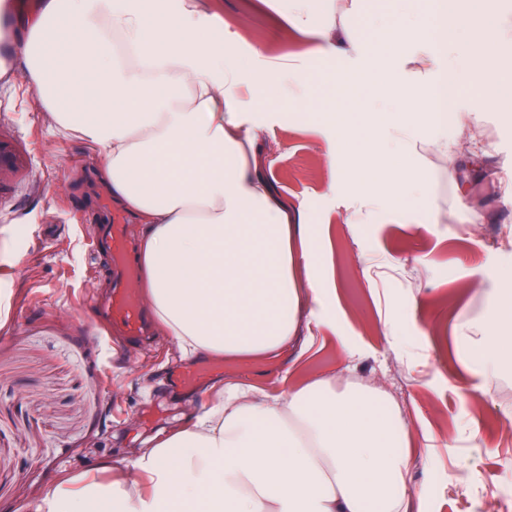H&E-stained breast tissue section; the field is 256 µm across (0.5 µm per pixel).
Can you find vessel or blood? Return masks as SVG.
<instances>
[{
    "label": "vessel or blood",
    "mask_w": 512,
    "mask_h": 512,
    "mask_svg": "<svg viewBox=\"0 0 512 512\" xmlns=\"http://www.w3.org/2000/svg\"><path fill=\"white\" fill-rule=\"evenodd\" d=\"M100 246L110 253L112 262L107 274L110 295L97 307L96 315L100 322L120 327L128 340H139L147 334L150 320L131 287L132 245L124 236L120 217L104 226Z\"/></svg>",
    "instance_id": "vessel-or-blood-1"
}]
</instances>
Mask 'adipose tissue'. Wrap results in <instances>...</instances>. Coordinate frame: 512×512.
Returning a JSON list of instances; mask_svg holds the SVG:
<instances>
[{
	"mask_svg": "<svg viewBox=\"0 0 512 512\" xmlns=\"http://www.w3.org/2000/svg\"><path fill=\"white\" fill-rule=\"evenodd\" d=\"M288 0L278 21L303 49L275 74L248 76L204 0H40L26 25L22 68L55 132L99 154L113 203L138 220L136 286L183 359L257 361L307 350L336 281L310 211L275 191L256 120L280 98L321 108L311 132L332 181L346 189L345 223L414 228L451 212L414 155L433 145L454 179L457 208L481 170L485 133L456 107H431L447 78H483L497 104L512 86L495 71L512 52V16L464 15L456 0ZM335 59L322 103L307 61ZM388 69L390 78L377 74ZM482 375L512 361V267L497 273ZM401 407L380 386L337 388L322 373L272 394L225 383L132 470L100 463L48 488L35 512H423Z\"/></svg>",
	"mask_w": 512,
	"mask_h": 512,
	"instance_id": "ef3b65f1",
	"label": "adipose tissue"
}]
</instances>
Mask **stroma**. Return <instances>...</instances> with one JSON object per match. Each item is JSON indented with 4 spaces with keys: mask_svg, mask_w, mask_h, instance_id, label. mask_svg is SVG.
Wrapping results in <instances>:
<instances>
[{
    "mask_svg": "<svg viewBox=\"0 0 512 512\" xmlns=\"http://www.w3.org/2000/svg\"><path fill=\"white\" fill-rule=\"evenodd\" d=\"M38 0H0V289H11L0 328V512H34L61 475L103 460L132 461L135 449L195 413L227 381L278 392L321 372L339 384L383 382L404 408L415 462L412 488L425 512H483L512 486V363L494 376L464 370L457 328L488 330L497 266L512 262V101L470 113L486 138L484 176L468 187L487 222L465 218L408 229L343 222V197L329 190L320 143L281 103L262 113L280 192L320 224L336 279L333 314L360 356L347 361L320 335L303 354L226 365L180 360L175 343L108 342L92 315L106 293L108 257L90 244L112 204L98 181L97 153L51 134L14 46ZM224 40L245 66L274 72L297 51L269 12L247 0H206ZM262 57H254L255 49ZM433 258L425 268L424 258ZM405 304L402 340L387 336L392 298Z\"/></svg>",
    "mask_w": 512,
    "mask_h": 512,
    "instance_id": "35a3bbf8",
    "label": "stroma"
}]
</instances>
